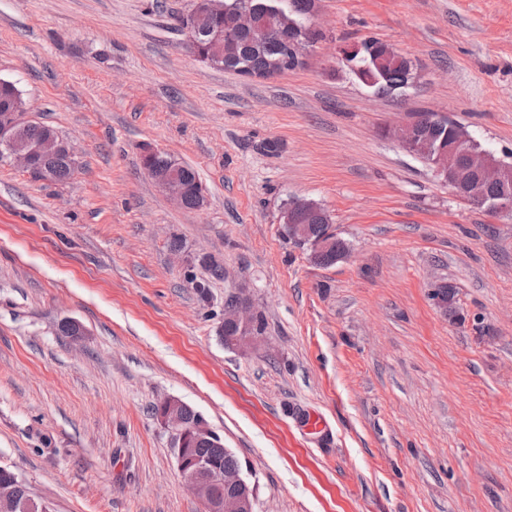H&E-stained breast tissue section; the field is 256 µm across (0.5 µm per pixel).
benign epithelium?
<instances>
[{"instance_id": "7a95c632", "label": "benign epithelium", "mask_w": 512, "mask_h": 512, "mask_svg": "<svg viewBox=\"0 0 512 512\" xmlns=\"http://www.w3.org/2000/svg\"><path fill=\"white\" fill-rule=\"evenodd\" d=\"M286 8L282 0H269L265 18L257 19L249 5L237 11L238 21L229 28L218 29L211 39L209 63L216 64L224 60V45H234V34L245 30L257 40L279 41L287 47L289 57L286 61L297 68L301 66L313 50L308 32L292 22L288 28L279 24ZM199 21L194 11L185 13L181 18V26L192 52H197L196 44L191 35L196 31ZM27 122L26 110L19 109L0 115V156L9 158L25 169H30L31 156L39 155L45 159L54 158L64 152H70L68 145L54 137L42 138L37 144L27 147L17 142L20 126ZM457 130L454 146L446 149L431 146L423 140L422 130L417 117L413 116L400 126L396 137L407 151L424 150L428 164L440 181L448 185L456 196L466 198L474 205L482 208L490 217L512 219V194L506 192L496 199H487L481 192L483 184H499L506 189L512 187V163H507L494 155L476 147L469 133L460 125L453 124ZM179 162L172 161L169 169L157 173L147 170V174L165 192L177 201H182L184 187L178 177ZM318 209L312 202L303 199L290 200L283 213V226L288 238L305 244L310 249L311 258L315 259L335 248V239L323 237L311 238L308 222L317 216ZM254 311L246 296V289L237 288L233 295V303L224 306V321L237 328L233 340L235 346H257L261 337L252 330ZM157 419L170 431L171 447L176 457L177 467L192 494L202 505L203 512H255V496L249 483L241 475V469L226 471L209 462L200 461L189 456L188 449L183 447L186 437L205 439L213 435L206 421L202 418L192 424L184 421L182 405L178 399L165 398L159 402ZM21 486L13 484L8 490L13 494V508L21 512H50V503L35 499L30 495L20 494Z\"/></svg>"}]
</instances>
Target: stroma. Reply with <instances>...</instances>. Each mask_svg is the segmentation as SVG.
Listing matches in <instances>:
<instances>
[{"label":"stroma","mask_w":512,"mask_h":512,"mask_svg":"<svg viewBox=\"0 0 512 512\" xmlns=\"http://www.w3.org/2000/svg\"><path fill=\"white\" fill-rule=\"evenodd\" d=\"M192 3L0 0V79L79 163L58 183L0 161V465L53 512H201L151 413L172 396L256 512H512V219L380 134L432 110L512 162V0H316L324 40L272 79L199 61L175 22ZM371 38L407 87L354 76L340 50ZM147 147L196 169L201 208L158 188ZM293 198L347 259L284 235ZM205 254L226 272L206 303ZM242 284L256 348L218 334Z\"/></svg>","instance_id":"obj_1"}]
</instances>
